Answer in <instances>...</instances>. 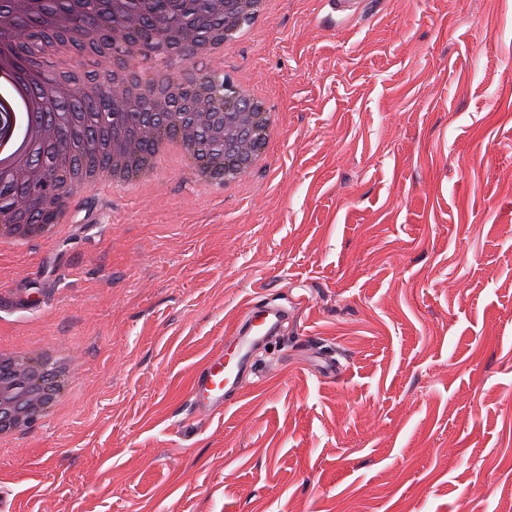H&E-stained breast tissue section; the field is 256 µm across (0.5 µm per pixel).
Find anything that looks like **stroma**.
I'll return each instance as SVG.
<instances>
[{
    "mask_svg": "<svg viewBox=\"0 0 512 512\" xmlns=\"http://www.w3.org/2000/svg\"><path fill=\"white\" fill-rule=\"evenodd\" d=\"M224 68L282 117L265 165L83 186L0 254V337L79 359L0 447V507L507 512L512 0H275ZM301 288L257 376L187 417L244 304Z\"/></svg>",
    "mask_w": 512,
    "mask_h": 512,
    "instance_id": "1",
    "label": "stroma"
}]
</instances>
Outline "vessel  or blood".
Instances as JSON below:
<instances>
[{
  "label": "vessel or blood",
  "instance_id": "1",
  "mask_svg": "<svg viewBox=\"0 0 512 512\" xmlns=\"http://www.w3.org/2000/svg\"><path fill=\"white\" fill-rule=\"evenodd\" d=\"M308 301L298 295L290 305L255 297L224 336L220 351L198 370L188 392V406L196 415L222 413L226 396L240 393L256 370V354L278 338L288 320L289 309Z\"/></svg>",
  "mask_w": 512,
  "mask_h": 512
}]
</instances>
